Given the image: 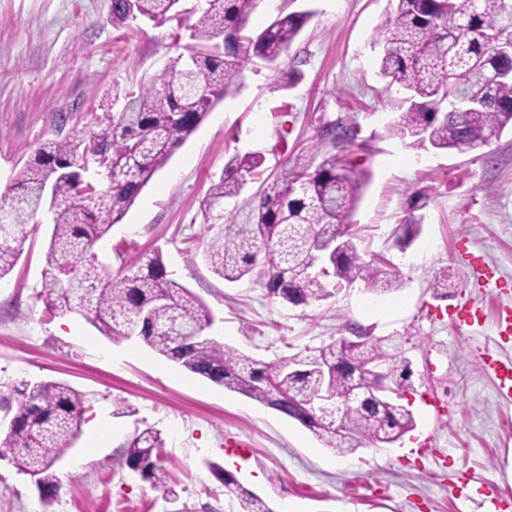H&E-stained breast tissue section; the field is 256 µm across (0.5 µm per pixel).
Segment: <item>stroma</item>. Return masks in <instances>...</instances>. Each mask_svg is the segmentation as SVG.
<instances>
[{
    "instance_id": "35a3bbf8",
    "label": "stroma",
    "mask_w": 512,
    "mask_h": 512,
    "mask_svg": "<svg viewBox=\"0 0 512 512\" xmlns=\"http://www.w3.org/2000/svg\"><path fill=\"white\" fill-rule=\"evenodd\" d=\"M111 8L112 0H0V197L30 149L92 130L100 105L121 111L115 95L148 84L175 57L174 42H190L175 20L112 26ZM391 8L390 0H257L249 33L291 12L310 19L278 65L248 66L239 91L215 105L92 252L115 270L161 249L173 279L210 310L208 336L261 363L308 354L356 325L396 339L412 370L405 401L415 429L340 454L139 338L114 341L81 315L50 316L36 299L43 225L0 279V395L63 381L90 410L54 466L61 488L53 499L0 458V512H238L214 463L274 512H512V400L500 396L492 372L512 361V129L464 152L410 149L392 136L405 93L380 76L372 45ZM340 117L360 126L365 147L321 143L323 124ZM316 143L364 180L345 221L363 249L398 272L400 289L375 296L358 281L295 307L254 279L227 283L209 270L204 247L219 227L205 223L201 204L228 159H264L258 177L224 204L248 224L251 197ZM419 191L429 196L420 210L411 206ZM412 217L420 233L399 249L396 232ZM443 271L452 287L438 299L430 284ZM119 401L131 415H114ZM148 427L165 441L159 484L123 457V443ZM233 442L246 452L231 454Z\"/></svg>"
}]
</instances>
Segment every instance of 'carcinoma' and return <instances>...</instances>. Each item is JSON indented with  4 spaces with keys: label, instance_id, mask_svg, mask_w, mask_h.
Segmentation results:
<instances>
[{
    "label": "carcinoma",
    "instance_id": "cac0c4a2",
    "mask_svg": "<svg viewBox=\"0 0 512 512\" xmlns=\"http://www.w3.org/2000/svg\"><path fill=\"white\" fill-rule=\"evenodd\" d=\"M180 0H112V22L129 20V12L163 24L176 18ZM187 24L191 75L179 64L165 67L148 86L125 95L121 111L112 106L95 115V129L48 140L16 171L10 197L0 213L11 223L0 230V279L18 263L21 245L44 217L51 235L38 298L59 316L83 317L112 340L140 338L159 355L192 374L237 392L299 422L326 447L341 454L362 445L392 444L415 427L413 413L400 398L357 402L353 379L378 386L371 368L389 367L392 386L403 389L409 363L399 344L369 332L356 340L339 337L304 357L295 354L262 365L207 336L178 347L166 333L175 321L203 331L212 324L208 308L185 286L169 277L162 253L143 255L118 273L105 268L90 253L132 205L153 175L195 132L211 109L238 89L244 69L253 60L278 62L306 24V12L278 18L260 40L247 33L256 0H205ZM395 8L376 31L381 48L382 78L412 96L409 106L391 124L390 132L409 148L430 144L439 150L463 152L489 144L512 127V82L494 74L512 67L493 46L495 35L512 34V0H393ZM224 37V53L210 51ZM479 90L488 107L453 112L450 102ZM331 143L356 145L360 129L351 119L326 122ZM319 147L294 157L285 175L260 191L251 228L224 214V201L240 195L246 177L261 166L254 154L231 157L204 202L209 224L227 223L204 251L211 271L233 283L258 272L271 298L294 306L318 302L335 286L361 281L366 290L382 294L397 289L399 278L382 260L359 250L357 235L341 218L351 212L363 188L354 167L336 155L316 161ZM419 221L402 225L397 243L409 246L419 233ZM339 238L341 254L325 270L313 269L309 251L320 238ZM332 366L328 394L337 401L318 407L305 421L293 414V403L310 404L323 393L315 365ZM14 400L0 404L12 414V427L0 443L19 471L36 478L46 495L60 485L53 467L70 449L85 422L86 398L57 381L23 383ZM161 433L146 428L123 445L128 467L146 479L161 480ZM211 470L236 498L239 512H274L269 504L244 488L236 477L212 463Z\"/></svg>",
    "mask_w": 512,
    "mask_h": 512
}]
</instances>
